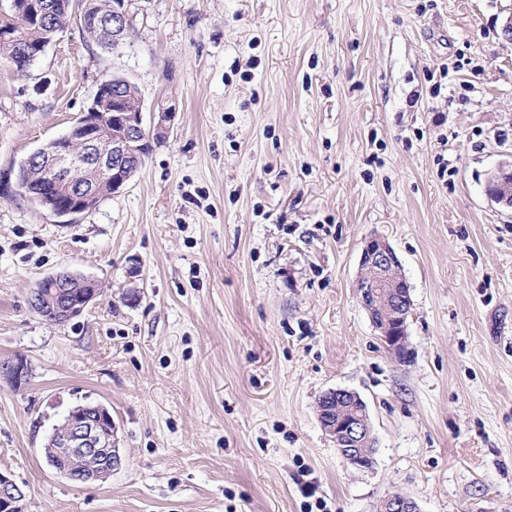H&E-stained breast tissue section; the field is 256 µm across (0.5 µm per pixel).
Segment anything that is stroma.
Here are the masks:
<instances>
[{
    "instance_id": "stroma-1",
    "label": "stroma",
    "mask_w": 512,
    "mask_h": 512,
    "mask_svg": "<svg viewBox=\"0 0 512 512\" xmlns=\"http://www.w3.org/2000/svg\"><path fill=\"white\" fill-rule=\"evenodd\" d=\"M99 47L73 8L23 71L0 66V470L24 512H512V0H128ZM448 66L440 94L430 76ZM174 104L122 193L64 223L21 194L101 81ZM410 287L407 357L356 295L372 237ZM70 270L101 294L65 323L30 306ZM357 392L370 467L317 415ZM107 406L121 467L72 483L43 446ZM490 197L497 203L512 207V165L499 166L488 181Z\"/></svg>"
}]
</instances>
